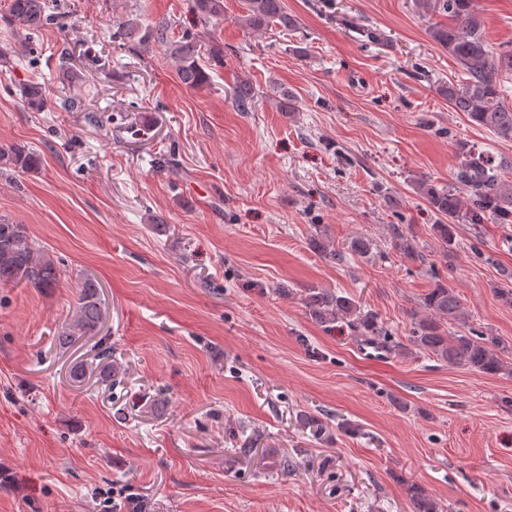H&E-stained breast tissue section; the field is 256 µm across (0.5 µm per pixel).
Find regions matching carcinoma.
<instances>
[{"mask_svg": "<svg viewBox=\"0 0 512 512\" xmlns=\"http://www.w3.org/2000/svg\"><path fill=\"white\" fill-rule=\"evenodd\" d=\"M451 24L436 25L430 36L461 65L463 78L441 89L448 106L467 114L470 122L491 131L496 138L512 142V107L502 103L505 83L512 78V52H497L485 39L477 9V0H437ZM47 0H12L8 23L37 31L54 16L48 13ZM242 25L259 32L277 25L295 29L294 19L284 10L283 0H245ZM193 11L203 24L224 16V0H193ZM171 24L144 25L137 18L117 21L112 38L124 44L147 46L155 42L176 64L181 84L199 89L208 84L209 74L201 64V46L189 36L171 39ZM233 100L241 112L249 111L257 92L248 81L233 88ZM27 106L39 111L44 106L41 86L31 84L25 91ZM455 183L438 186L429 180L416 183L418 196L438 216L434 225L443 245L454 240L458 224H512V186L505 177L512 173V160L475 154L464 142L456 144ZM38 165L34 153L16 146L0 147V168L27 172ZM26 283L34 288L52 289L59 285L58 266L49 251L40 248L26 225L0 218V284ZM304 304L312 319L321 324L344 321L364 348L380 355L400 350L378 315L361 310L352 298L331 290L308 289ZM422 305L428 315L414 322L410 343L417 350L452 365L481 374L493 375L508 370L512 345L497 336H488L470 327L468 315L458 294L448 283L436 279L424 296ZM440 316L458 325L453 332L435 320ZM106 309L100 299L97 281L85 277L78 285V298L72 318L58 343L64 347L77 336H92L105 323ZM414 512H442V506L420 486L409 488Z\"/></svg>", "mask_w": 512, "mask_h": 512, "instance_id": "1", "label": "carcinoma"}]
</instances>
